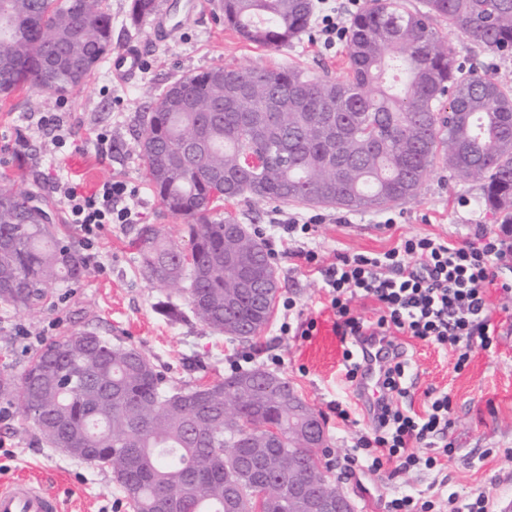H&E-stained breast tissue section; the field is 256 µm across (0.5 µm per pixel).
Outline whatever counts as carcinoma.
Masks as SVG:
<instances>
[{"mask_svg":"<svg viewBox=\"0 0 512 512\" xmlns=\"http://www.w3.org/2000/svg\"><path fill=\"white\" fill-rule=\"evenodd\" d=\"M157 0H129L138 27ZM224 24L270 48L305 34L312 0H220ZM439 19L484 48L512 52V0H368L348 30L341 77L297 67L210 68L171 82L142 115L138 158L162 207L186 220L188 248L143 224L132 240L144 277L183 286L203 327L231 339L265 325L247 275L270 264L247 225L218 213L244 198L372 211L412 199L436 161L481 184L479 204L512 210V76L466 70ZM112 53L106 0H0V95L25 88L62 97L95 76ZM185 100L224 101L191 112ZM205 142L193 159L185 142ZM89 267L44 204L0 186V303L41 304ZM288 381L260 367L170 391L150 356L82 330L41 345L15 391L23 419L49 448H88L83 461L110 471L135 512H306L288 496V461L313 449L288 434ZM254 427L240 431L229 415ZM277 426L280 442L268 441Z\"/></svg>","mask_w":512,"mask_h":512,"instance_id":"1","label":"carcinoma"}]
</instances>
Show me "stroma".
Returning a JSON list of instances; mask_svg holds the SVG:
<instances>
[{"mask_svg": "<svg viewBox=\"0 0 512 512\" xmlns=\"http://www.w3.org/2000/svg\"><path fill=\"white\" fill-rule=\"evenodd\" d=\"M170 21L178 32L165 40L151 38L148 25L132 26L127 18L128 0H108L112 12V44L120 47L141 43L146 66L125 80L101 66L87 84L58 99L21 90L0 97V185L40 194L59 224H68L66 207L55 191L57 182H68L79 191L94 192L104 181H124L141 222L159 226L179 245H186L183 221L166 212L149 185L136 146L140 116L147 106L146 92L161 93L181 76L215 67H299L310 76L342 75L345 46L323 50L317 31L277 49H266L242 40L225 27L218 0H202L195 12H187L185 0H168ZM447 36L464 68L487 74L512 71V54L499 55L471 41L464 34L436 22ZM58 116L65 141L53 144L40 119ZM112 136V149L101 152L97 132ZM480 184L450 179L442 163L431 167L415 198L371 212L351 211L339 222V209L302 204L270 203L257 208L246 201L223 203L224 211L240 223L264 232L275 219L296 215H321L314 244L324 262L340 255L383 252L404 236H439L454 242L486 234L503 242L504 255L494 269L500 278L512 279V229L502 215L478 203ZM395 227H386V218ZM69 226V241L80 247L83 233ZM133 224H107L97 232L99 263L89 277L55 288L43 305L17 311L0 304V370L21 374L31 355L44 342L84 329H97L113 342L138 347L148 353L166 387L192 388L223 378L233 362L249 357L252 365L278 375L294 386L323 417L331 448L332 472L347 491L355 492V512H385L389 495L401 490L424 491L446 483L448 492L466 497L486 493L494 512L512 502V327L487 349H475L468 365L455 370L451 354L437 345L411 340L409 355L419 375L406 400L415 412H423L427 393L447 392L451 398L448 439L456 452L442 471H398L387 465L377 475H363L346 460L355 435L368 432L372 420L343 382V346L333 324L331 310L323 308L324 290L306 272L301 260L275 254L280 302L256 336L232 340L204 328L195 320L174 324L156 309L158 300L172 296L188 307L187 293L168 294L151 284L134 258ZM293 298L304 318L317 327L310 338L281 335L288 318L281 301ZM346 402L352 421L339 423L335 402ZM21 477L41 478L60 499L63 512H131L109 471L46 447L38 434L27 428L17 398L0 394V483Z\"/></svg>", "mask_w": 512, "mask_h": 512, "instance_id": "1", "label": "stroma"}]
</instances>
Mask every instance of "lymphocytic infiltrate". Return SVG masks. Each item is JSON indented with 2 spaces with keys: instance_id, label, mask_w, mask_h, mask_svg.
Wrapping results in <instances>:
<instances>
[{
  "instance_id": "obj_1",
  "label": "lymphocytic infiltrate",
  "mask_w": 512,
  "mask_h": 512,
  "mask_svg": "<svg viewBox=\"0 0 512 512\" xmlns=\"http://www.w3.org/2000/svg\"><path fill=\"white\" fill-rule=\"evenodd\" d=\"M57 191L72 223L84 234L83 258L97 262L93 240L105 224H134L138 211L128 204L127 186L121 181L104 182L91 195L61 182ZM319 222L318 216L289 218L275 222L268 243L294 242L295 257L310 272L319 274L327 302L336 320L337 335L350 339L343 353L345 378L355 382L362 359L358 345L362 336L379 332L403 335L434 343L456 357V369H463L475 347H490L497 327L488 302L489 290L512 296V282L499 279L493 261L502 254L498 237L483 235L476 240L455 243L440 237L411 236L399 245L379 253H358L338 257L322 265L319 253L309 247ZM370 299L377 305L375 320L356 315L352 303ZM410 360L399 356L384 369L383 396L372 410L370 434L356 438L350 464L377 473L385 464L398 462L400 469H434L452 458L454 448L446 435L450 425V397L445 392H428L427 410L417 415L399 406L406 397ZM448 512H491L487 496L459 499L456 494L412 495L400 493L386 503V512H435L438 505Z\"/></svg>"
}]
</instances>
